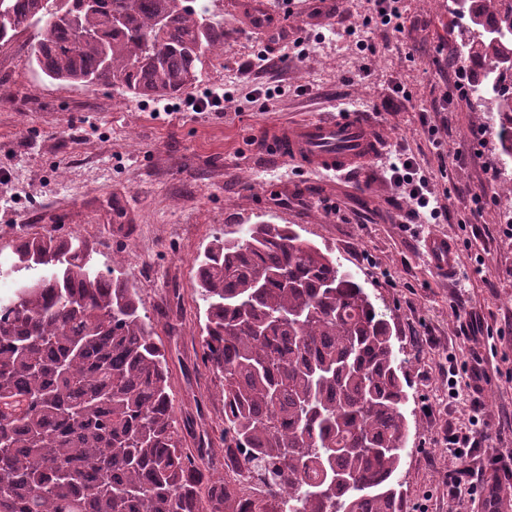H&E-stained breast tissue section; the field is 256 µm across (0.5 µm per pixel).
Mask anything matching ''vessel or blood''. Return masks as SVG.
Here are the masks:
<instances>
[{
  "instance_id": "b4317fda",
  "label": "vessel or blood",
  "mask_w": 512,
  "mask_h": 512,
  "mask_svg": "<svg viewBox=\"0 0 512 512\" xmlns=\"http://www.w3.org/2000/svg\"><path fill=\"white\" fill-rule=\"evenodd\" d=\"M277 17L265 0H254L249 23L262 32ZM376 121L365 112L345 111L322 114L299 123L279 127L265 141L276 160L302 171H325L354 179H368L373 160L382 155L385 138L375 131ZM423 249L432 267L441 275L456 273L457 245L445 236L425 239Z\"/></svg>"
}]
</instances>
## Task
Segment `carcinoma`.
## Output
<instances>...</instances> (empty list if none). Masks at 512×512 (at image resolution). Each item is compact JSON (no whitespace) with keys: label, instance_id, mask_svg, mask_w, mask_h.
<instances>
[{"label":"carcinoma","instance_id":"cac0c4a2","mask_svg":"<svg viewBox=\"0 0 512 512\" xmlns=\"http://www.w3.org/2000/svg\"><path fill=\"white\" fill-rule=\"evenodd\" d=\"M197 0H0V42L36 23L31 63L52 81L177 94L224 48ZM461 40L492 94L512 159V0H454ZM32 273L0 300V512H401L408 431L387 313L333 253L288 224L214 240L197 260L202 361L224 394V464L269 478L243 497L216 451L183 448L169 366L122 262L84 241L23 238L1 274Z\"/></svg>","mask_w":512,"mask_h":512}]
</instances>
